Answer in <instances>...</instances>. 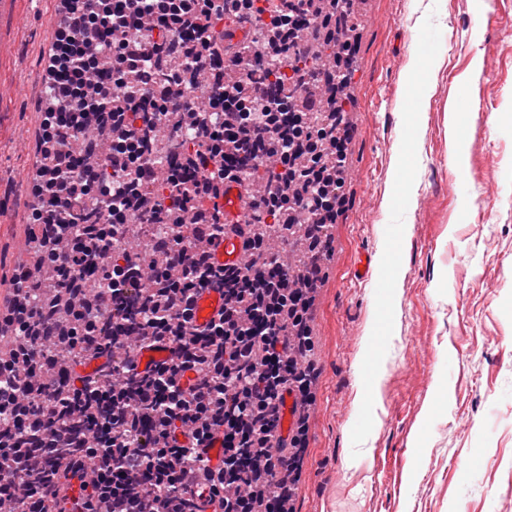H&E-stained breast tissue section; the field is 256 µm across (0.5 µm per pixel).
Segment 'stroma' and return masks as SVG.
I'll return each instance as SVG.
<instances>
[{
    "instance_id": "stroma-1",
    "label": "stroma",
    "mask_w": 512,
    "mask_h": 512,
    "mask_svg": "<svg viewBox=\"0 0 512 512\" xmlns=\"http://www.w3.org/2000/svg\"><path fill=\"white\" fill-rule=\"evenodd\" d=\"M345 203L311 311L292 512L512 500V0H355ZM0 21V293L24 263L57 0ZM482 17L483 32L474 34ZM438 55L434 84L413 68ZM480 73H472L474 55ZM457 119L461 165L448 159ZM397 265L386 285L377 258ZM370 255L368 274L357 266Z\"/></svg>"
}]
</instances>
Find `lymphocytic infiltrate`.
<instances>
[{
    "label": "lymphocytic infiltrate",
    "mask_w": 512,
    "mask_h": 512,
    "mask_svg": "<svg viewBox=\"0 0 512 512\" xmlns=\"http://www.w3.org/2000/svg\"><path fill=\"white\" fill-rule=\"evenodd\" d=\"M352 9L353 0H68L30 214L31 241L67 297L21 265L0 303V337L16 339L0 357L9 512H288L314 379L297 359L312 349L307 315L323 275L315 262L303 285H289L262 228L287 235L289 212H308L310 250L327 251L340 186L326 156H347L335 94L355 47L344 42L330 66L299 60L310 43L335 42ZM224 18L252 30L231 56L215 27ZM299 27L302 41H290ZM173 119L188 133L178 161L156 138ZM260 155L272 164L265 188L247 191L246 260L217 266L209 248L224 216L201 202ZM90 203L93 222L77 223V206ZM135 225L144 254L114 258ZM88 269L101 288H86ZM209 288L223 290L224 308L198 326L193 310ZM143 346L164 359L140 366ZM89 365L93 375L76 374Z\"/></svg>",
    "instance_id": "lymphocytic-infiltrate-1"
}]
</instances>
